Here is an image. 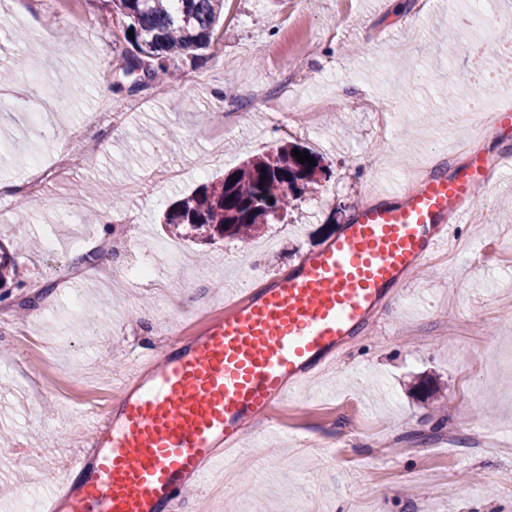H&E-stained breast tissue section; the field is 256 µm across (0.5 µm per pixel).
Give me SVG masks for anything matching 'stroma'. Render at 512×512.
<instances>
[{
	"label": "stroma",
	"mask_w": 512,
	"mask_h": 512,
	"mask_svg": "<svg viewBox=\"0 0 512 512\" xmlns=\"http://www.w3.org/2000/svg\"><path fill=\"white\" fill-rule=\"evenodd\" d=\"M102 10V0H0V69L14 71L0 84L14 98L0 108V181L19 187L33 163L69 158L27 196V223H14L15 199L0 196V235L38 241L19 257L27 288H10L0 317L36 322L48 347L47 359L30 360L0 328V348L9 350L0 357V432L13 442L0 447V486L10 489L0 512H30L56 491L82 441V409L113 404L112 385L131 360L162 353L168 330L183 329L201 299L235 295L252 266L256 286H265L410 171L463 163L448 133L459 107L448 78L512 65L442 48L448 30L461 46L488 40L468 0H229L205 60L160 85L142 67L123 77L122 27L100 26ZM76 14L83 27H74ZM33 19L52 31V54L32 53ZM75 75L84 90L72 100ZM253 86L264 99L243 98ZM49 93L60 100L53 122L63 147L31 122ZM329 99L333 110L306 124L310 104ZM367 100L391 111L387 139H376ZM118 109L128 110L126 121L103 122L96 148L71 141L87 114ZM228 112L246 115L229 132ZM279 113L290 118L287 131ZM293 143L323 155L327 170L293 202L287 223L207 247L202 263L189 259L188 241L161 230V212L208 177ZM114 183L125 194L117 207L107 193ZM104 209L115 220L136 217L96 258L112 266V281L90 275L70 286L75 255L104 233L85 217ZM456 237L494 244L498 261L472 254L425 264L337 368L284 402L282 426L249 425L234 471L215 468L178 512H512V168ZM145 265L159 287L137 285ZM25 297L35 304L22 315ZM478 423L504 452L473 449Z\"/></svg>",
	"instance_id": "35a3bbf8"
}]
</instances>
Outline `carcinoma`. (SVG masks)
Here are the masks:
<instances>
[{
    "instance_id": "obj_1",
    "label": "carcinoma",
    "mask_w": 512,
    "mask_h": 512,
    "mask_svg": "<svg viewBox=\"0 0 512 512\" xmlns=\"http://www.w3.org/2000/svg\"><path fill=\"white\" fill-rule=\"evenodd\" d=\"M225 0H106L101 19L117 16L128 47L122 56L128 67L147 65L149 79L172 78L187 59L199 58L210 46L224 17ZM285 145L275 153L254 156L238 169L213 179L175 201L165 211L163 224L171 234L217 244L260 232L262 226L281 224L290 200L325 172L323 157L309 156L315 165L299 162ZM17 254L0 245V288L22 283Z\"/></svg>"
}]
</instances>
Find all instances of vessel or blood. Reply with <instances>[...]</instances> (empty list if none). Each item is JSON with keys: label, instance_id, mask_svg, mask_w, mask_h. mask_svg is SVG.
Wrapping results in <instances>:
<instances>
[{"label": "vessel or blood", "instance_id": "b4317fda", "mask_svg": "<svg viewBox=\"0 0 512 512\" xmlns=\"http://www.w3.org/2000/svg\"><path fill=\"white\" fill-rule=\"evenodd\" d=\"M511 163V153L472 154L451 173L362 207L336 239L266 288L246 289L188 343L142 355L116 410L87 416L86 448L65 470L79 482L51 512H173L225 451L240 447L249 423L278 426V406L368 331Z\"/></svg>", "mask_w": 512, "mask_h": 512}]
</instances>
